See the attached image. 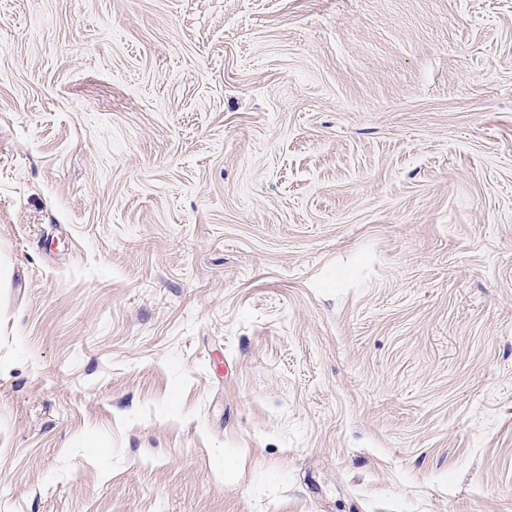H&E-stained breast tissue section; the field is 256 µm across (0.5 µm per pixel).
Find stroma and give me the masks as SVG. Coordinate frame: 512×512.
I'll return each instance as SVG.
<instances>
[{
    "label": "stroma",
    "mask_w": 512,
    "mask_h": 512,
    "mask_svg": "<svg viewBox=\"0 0 512 512\" xmlns=\"http://www.w3.org/2000/svg\"><path fill=\"white\" fill-rule=\"evenodd\" d=\"M0 512H512V0H0Z\"/></svg>",
    "instance_id": "stroma-1"
}]
</instances>
